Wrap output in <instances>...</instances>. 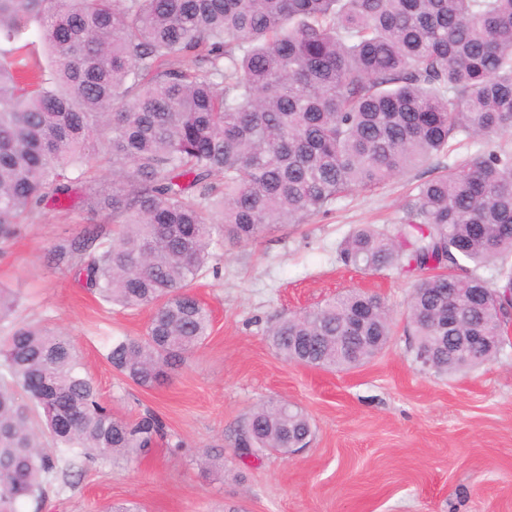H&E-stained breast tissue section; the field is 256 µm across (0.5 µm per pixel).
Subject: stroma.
<instances>
[{"mask_svg": "<svg viewBox=\"0 0 512 512\" xmlns=\"http://www.w3.org/2000/svg\"><path fill=\"white\" fill-rule=\"evenodd\" d=\"M421 165L384 188L339 201L307 224L225 244L195 293L210 335L164 383L144 388L105 359L112 338L144 333L151 311L102 306L52 260L56 246L95 217L46 206L0 249V283L22 293L20 319L66 333L116 417L155 413L167 436L131 460L82 461L70 480L51 475L20 512H101L131 502L140 512H512V323L482 365L447 376L423 369L404 311L416 276L362 273L337 260L357 224L393 225ZM359 289L380 295L395 324L387 348L345 372L293 365L265 331L284 315ZM285 400L309 416L302 452L239 458L235 435L250 411ZM222 469L202 467L214 450Z\"/></svg>", "mask_w": 512, "mask_h": 512, "instance_id": "stroma-1", "label": "stroma"}]
</instances>
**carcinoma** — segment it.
Masks as SVG:
<instances>
[{
  "label": "carcinoma",
  "mask_w": 512,
  "mask_h": 512,
  "mask_svg": "<svg viewBox=\"0 0 512 512\" xmlns=\"http://www.w3.org/2000/svg\"><path fill=\"white\" fill-rule=\"evenodd\" d=\"M49 73L17 58L32 24ZM0 244L49 200L94 228L53 260L107 305L149 308L145 334L106 359L143 387L201 347L211 315L192 291L224 243L306 224L451 143L477 150L416 183L389 231L354 226L338 258L417 271L406 320L417 360L451 374L493 359L512 301V0H0ZM116 226L114 230L104 225ZM494 266L495 279L479 270ZM21 297L0 286V324ZM455 330H439L448 304ZM363 309L362 329L350 314ZM393 333L384 300L350 290L267 330L287 363L359 367ZM497 343L474 346L460 336ZM76 458L128 459L164 438L148 413L115 417L70 338L10 322L0 338V512L54 473L37 427ZM286 401L252 410L235 447L282 456L312 436Z\"/></svg>",
  "instance_id": "carcinoma-1"
}]
</instances>
